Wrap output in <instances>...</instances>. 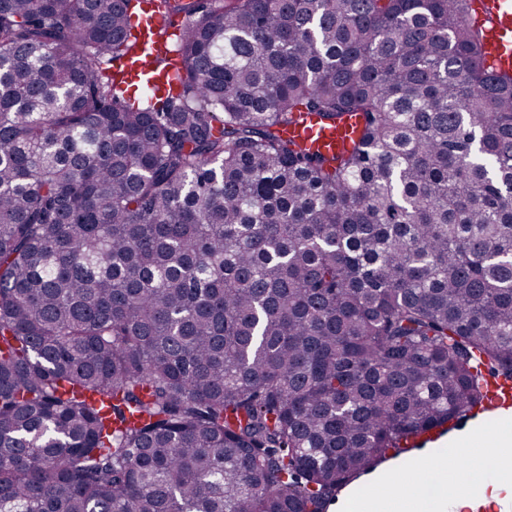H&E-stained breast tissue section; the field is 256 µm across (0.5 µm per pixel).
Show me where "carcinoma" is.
Returning <instances> with one entry per match:
<instances>
[{
    "label": "carcinoma",
    "mask_w": 512,
    "mask_h": 512,
    "mask_svg": "<svg viewBox=\"0 0 512 512\" xmlns=\"http://www.w3.org/2000/svg\"><path fill=\"white\" fill-rule=\"evenodd\" d=\"M470 0H0V512H325L512 378V72ZM304 112L356 119L310 154ZM135 22L138 23L137 30L142 37L143 53L141 57L135 61H123L117 65L126 71L134 82L139 80L141 73L148 72L152 67L151 62L157 52L155 34L162 27L166 26L168 19L156 3L147 0V2L143 4V14L140 19L137 18ZM355 122L352 118L337 126H323L315 114H306L301 123L287 126L283 133L311 152L333 154L349 144Z\"/></svg>",
    "instance_id": "carcinoma-1"
}]
</instances>
